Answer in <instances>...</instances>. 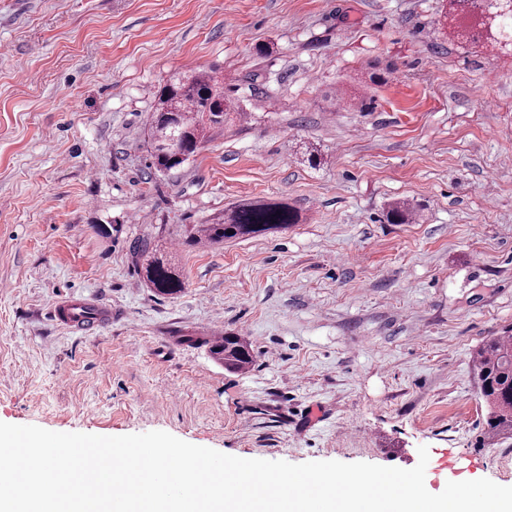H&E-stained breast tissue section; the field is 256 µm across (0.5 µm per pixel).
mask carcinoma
<instances>
[{
	"instance_id": "obj_1",
	"label": "carcinoma",
	"mask_w": 512,
	"mask_h": 512,
	"mask_svg": "<svg viewBox=\"0 0 512 512\" xmlns=\"http://www.w3.org/2000/svg\"><path fill=\"white\" fill-rule=\"evenodd\" d=\"M448 36L485 46L512 41V12L496 13L490 0H446L438 20ZM232 113L224 98V82L212 70L175 73L160 88L147 130L153 164L159 171L181 168L198 153L211 129L221 127ZM416 215L407 201L388 205L386 220L405 224ZM298 223V213L285 202L241 203L215 224H195L189 233L192 245L240 239L286 229ZM140 274L148 287L173 298L185 281L172 263L144 251ZM210 355L224 368L242 371L254 362V353L231 333L202 340ZM476 379L480 396L489 407L487 435L512 434V336H495L479 349Z\"/></svg>"
}]
</instances>
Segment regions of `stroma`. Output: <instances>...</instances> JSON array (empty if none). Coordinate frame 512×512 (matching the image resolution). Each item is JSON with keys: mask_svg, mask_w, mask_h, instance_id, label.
<instances>
[{"mask_svg": "<svg viewBox=\"0 0 512 512\" xmlns=\"http://www.w3.org/2000/svg\"><path fill=\"white\" fill-rule=\"evenodd\" d=\"M441 5L0 0V422L294 464L410 469L425 446L430 492L512 486L474 366L512 335V50L449 41ZM204 68L243 117L157 171L155 94ZM244 200L301 221L182 245ZM399 200L411 223L386 222ZM145 246L180 295L142 281ZM61 297L112 319L62 328ZM220 333L249 369L212 360ZM210 355L225 369L242 371L254 362V353L250 346L239 336L225 333L224 336H214L203 339Z\"/></svg>", "mask_w": 512, "mask_h": 512, "instance_id": "1", "label": "stroma"}]
</instances>
